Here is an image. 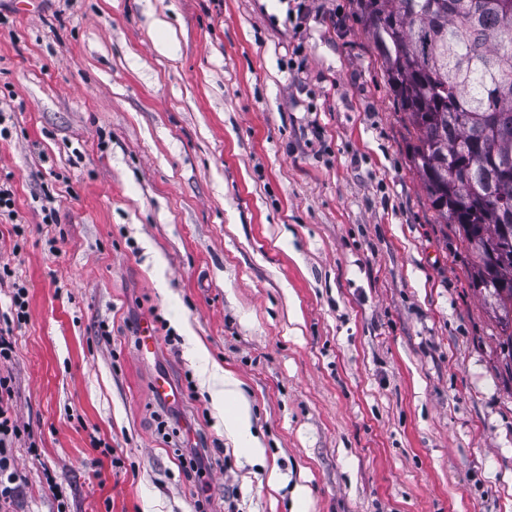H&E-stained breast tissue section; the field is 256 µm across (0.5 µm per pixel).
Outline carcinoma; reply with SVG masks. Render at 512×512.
I'll list each match as a JSON object with an SVG mask.
<instances>
[{
  "label": "carcinoma",
  "instance_id": "carcinoma-1",
  "mask_svg": "<svg viewBox=\"0 0 512 512\" xmlns=\"http://www.w3.org/2000/svg\"><path fill=\"white\" fill-rule=\"evenodd\" d=\"M384 78L416 131L411 163L431 208L458 226L474 286L501 312L512 356V0H356Z\"/></svg>",
  "mask_w": 512,
  "mask_h": 512
}]
</instances>
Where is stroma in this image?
<instances>
[{"instance_id":"1","label":"stroma","mask_w":512,"mask_h":512,"mask_svg":"<svg viewBox=\"0 0 512 512\" xmlns=\"http://www.w3.org/2000/svg\"><path fill=\"white\" fill-rule=\"evenodd\" d=\"M0 113L12 512H512V350L353 0H0ZM212 375L215 379L223 380V387L214 392V403L219 409L224 410V429L229 435L245 442V449L249 455H260L263 447L258 438L250 433V415L242 401L239 382L218 364H213Z\"/></svg>"}]
</instances>
